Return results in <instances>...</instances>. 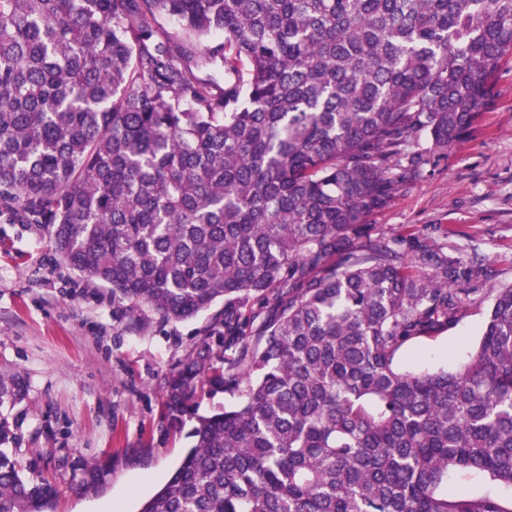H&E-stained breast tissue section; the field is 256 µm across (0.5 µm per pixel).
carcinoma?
<instances>
[{
	"label": "carcinoma",
	"mask_w": 512,
	"mask_h": 512,
	"mask_svg": "<svg viewBox=\"0 0 512 512\" xmlns=\"http://www.w3.org/2000/svg\"><path fill=\"white\" fill-rule=\"evenodd\" d=\"M511 54L512 0H0V215L43 225L115 316L224 302L168 379L191 447L140 512H512L448 487L512 486V286L461 369L403 372L489 271L364 224ZM200 386L244 401L200 415ZM23 392L0 376V407ZM13 439L1 414L0 512H47ZM448 485L454 488L465 487L470 491H484L495 489L505 500H512V487L505 485L495 486L488 477L471 472H460L451 474L448 479Z\"/></svg>",
	"instance_id": "cac0c4a2"
}]
</instances>
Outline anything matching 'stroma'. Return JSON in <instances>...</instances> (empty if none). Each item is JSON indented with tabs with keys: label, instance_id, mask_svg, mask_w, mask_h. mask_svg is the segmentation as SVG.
<instances>
[{
	"label": "stroma",
	"instance_id": "obj_1",
	"mask_svg": "<svg viewBox=\"0 0 512 512\" xmlns=\"http://www.w3.org/2000/svg\"><path fill=\"white\" fill-rule=\"evenodd\" d=\"M366 222L372 238L430 237L489 265L452 329L397 354L403 370L456 368L512 285V56L464 135ZM209 319L113 317L110 289L59 260L47 232L0 217V374L26 389L9 450L24 477L56 488L50 512H138L165 483L188 445L163 418L165 383Z\"/></svg>",
	"mask_w": 512,
	"mask_h": 512
}]
</instances>
